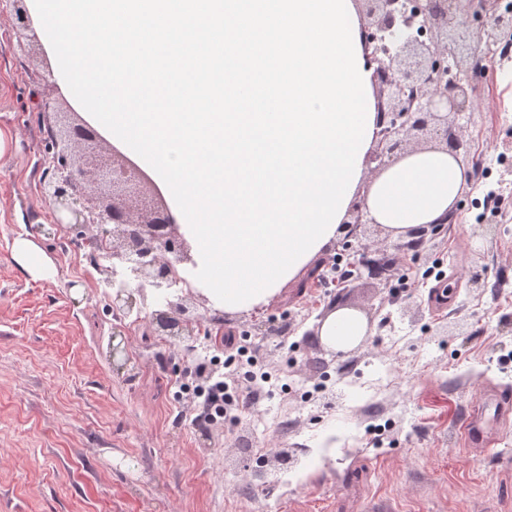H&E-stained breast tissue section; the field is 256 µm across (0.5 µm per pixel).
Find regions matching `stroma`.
<instances>
[{
    "mask_svg": "<svg viewBox=\"0 0 512 512\" xmlns=\"http://www.w3.org/2000/svg\"><path fill=\"white\" fill-rule=\"evenodd\" d=\"M35 32L20 34L0 0V512H512V420L495 449L468 450L456 428L494 392L512 394V194L472 177L453 217L385 281L298 294L289 283L255 313L225 316L189 285L193 347L158 330L160 302L112 311L96 231L55 224L40 194L52 167L47 134L69 109L48 80ZM493 101L464 135L495 163L512 138V82L477 88ZM33 241L55 267L36 280L14 258ZM458 296L439 306L435 272ZM481 274L482 291L468 284ZM353 308L368 334L338 352L315 331ZM287 324L288 331L274 334ZM233 332L254 365L215 368ZM122 351L111 354L112 334ZM268 372L269 382L254 379ZM388 386L369 395L380 372ZM226 382L230 417L209 418L194 389Z\"/></svg>",
    "mask_w": 512,
    "mask_h": 512,
    "instance_id": "1",
    "label": "stroma"
}]
</instances>
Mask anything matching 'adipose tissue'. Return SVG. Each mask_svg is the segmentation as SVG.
I'll return each instance as SVG.
<instances>
[{
    "instance_id": "1",
    "label": "adipose tissue",
    "mask_w": 512,
    "mask_h": 512,
    "mask_svg": "<svg viewBox=\"0 0 512 512\" xmlns=\"http://www.w3.org/2000/svg\"><path fill=\"white\" fill-rule=\"evenodd\" d=\"M465 183V171L454 155L432 146L402 154L374 178L360 176L353 197L402 240L412 229L448 217ZM366 333L363 317L347 308L331 312L319 328L321 342L334 350L355 346Z\"/></svg>"
}]
</instances>
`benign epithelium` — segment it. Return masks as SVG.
Returning <instances> with one entry per match:
<instances>
[{
  "label": "benign epithelium",
  "mask_w": 512,
  "mask_h": 512,
  "mask_svg": "<svg viewBox=\"0 0 512 512\" xmlns=\"http://www.w3.org/2000/svg\"><path fill=\"white\" fill-rule=\"evenodd\" d=\"M371 23L362 27L368 67L380 101L377 146L368 164L376 171L398 155L416 149L421 134L430 135L449 148L455 157H468V142L448 131V116L457 127L473 120L475 86L466 78L474 72L475 45L498 40L512 28V14L497 13L478 26L469 21L462 0H413V16L427 26L420 39L407 35L398 22L397 0H363ZM106 141L81 120L62 135L51 136L54 151L52 175L44 178L41 193L58 214L57 224H110L105 232L106 258L112 273H122L125 282L113 287L110 307L129 314L145 301L147 292L166 299V309L155 313L158 328L170 336L196 335L199 320L186 316V308L173 300L172 286L179 281L171 255L184 253L169 209L147 175L131 160L116 153L102 159ZM353 220L345 221L347 235L362 224L372 223L363 204L350 209ZM396 264L386 252L375 257L366 249L351 250L349 267L362 271L337 282L347 289L358 279L381 280ZM137 284V289L129 283Z\"/></svg>",
  "instance_id": "benign-epithelium-1"
}]
</instances>
